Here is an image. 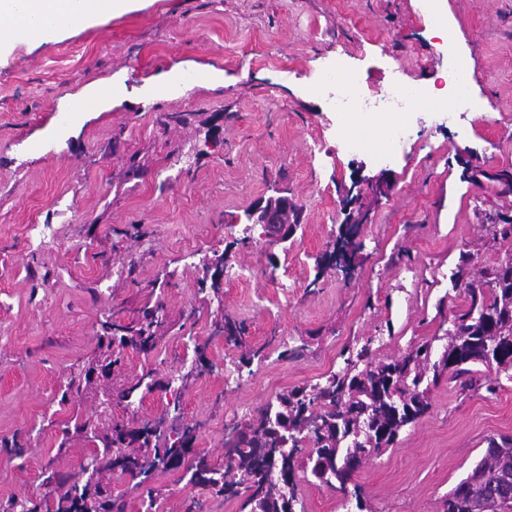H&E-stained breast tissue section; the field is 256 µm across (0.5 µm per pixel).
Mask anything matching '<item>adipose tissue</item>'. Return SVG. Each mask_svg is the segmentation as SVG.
<instances>
[{
	"mask_svg": "<svg viewBox=\"0 0 512 512\" xmlns=\"http://www.w3.org/2000/svg\"><path fill=\"white\" fill-rule=\"evenodd\" d=\"M13 16L0 20V44L61 33L72 25L70 0H16Z\"/></svg>",
	"mask_w": 512,
	"mask_h": 512,
	"instance_id": "obj_1",
	"label": "adipose tissue"
}]
</instances>
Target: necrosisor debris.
Listing matches in <instances>:
<instances>
[{
    "label": "necrosis or debris",
    "mask_w": 512,
    "mask_h": 512,
    "mask_svg": "<svg viewBox=\"0 0 512 512\" xmlns=\"http://www.w3.org/2000/svg\"><path fill=\"white\" fill-rule=\"evenodd\" d=\"M470 67L471 64L467 61L457 63L454 69L452 97L448 100L426 88L409 92L398 84L380 93L367 92L360 74L352 70L341 57L331 62L324 71L313 76L309 89L324 100L330 111L346 118L356 114L379 112L391 115L392 123L377 129L375 134L345 133L341 136L343 145L349 150L369 151L376 147L381 154L388 155L395 152L408 135L411 125L406 119V114L413 111L416 102H426L428 114L439 119L443 118L449 103L452 102L456 103L459 109H473L472 100L462 92Z\"/></svg>",
    "instance_id": "obj_1"
}]
</instances>
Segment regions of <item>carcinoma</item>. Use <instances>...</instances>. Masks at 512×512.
Wrapping results in <instances>:
<instances>
[{"label":"carcinoma","mask_w":512,"mask_h":512,"mask_svg":"<svg viewBox=\"0 0 512 512\" xmlns=\"http://www.w3.org/2000/svg\"><path fill=\"white\" fill-rule=\"evenodd\" d=\"M483 228L492 239H512V216L497 215ZM467 253L460 255L453 290L465 295L467 305L479 302L488 311L486 322L469 318L468 309L455 311L446 330L447 345L434 360L430 344L422 343L399 358L377 364L369 361L370 348L342 351L345 367L325 383L295 389L279 396V410L264 407L255 421L244 426L240 440L245 448L230 457L222 472L201 473L197 462L192 479L226 498L247 492L245 505L251 512H286V505L297 502L292 478L298 466V453L305 445L310 450L304 470L319 482L347 493L345 483L354 470L345 468L348 448L356 446L368 456L393 447L403 427L416 422L431 408V387L443 377L464 391L485 389L494 393L497 379L481 374L483 349L491 344L510 348L498 361L499 371L512 370V270L498 266L481 272L482 280L464 277L471 262ZM161 307H146L138 326H122L105 320L100 342L112 347L135 348L149 352L155 347L156 329L162 324ZM83 369L70 373L59 403L70 401V394L93 388ZM102 414L76 417L62 428L59 448L71 436L98 441L88 467L91 474L84 485L70 481L54 471L46 472L43 485L46 496L57 495L52 512H125L124 504L112 497L110 483L102 473L116 469L137 476L160 465L181 463L192 451L194 428L187 425L172 430L164 447L154 440L163 436L166 419L146 421L137 427L115 423L100 431ZM495 494L503 502L500 509L512 510V437L491 438L482 458L448 495L446 512H486L487 497ZM44 500L26 494L13 496L0 512H43Z\"/></svg>","instance_id":"cac0c4a2"}]
</instances>
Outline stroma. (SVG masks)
Returning a JSON list of instances; mask_svg holds the SVG:
<instances>
[{
	"label": "stroma",
	"instance_id": "35a3bbf8",
	"mask_svg": "<svg viewBox=\"0 0 512 512\" xmlns=\"http://www.w3.org/2000/svg\"><path fill=\"white\" fill-rule=\"evenodd\" d=\"M438 6L442 54L420 0H144L0 60V439L27 442L23 457L0 453V503L41 496L49 465L81 477L94 443L62 450L59 435L99 397L63 405L59 393L99 356L104 317L125 325L163 305L155 348L122 352L113 421L165 417L175 401L168 426L195 428L188 463L113 474L125 512H241L242 498L213 495L188 469H224L225 419L324 382L348 347L370 345L375 362L426 341L442 352L464 303L450 282L460 255L476 279L512 253L485 231L512 213V192L490 179L512 170V0ZM339 55L374 92L437 85L472 59L476 109L416 124L387 157L346 153L342 119L308 90ZM278 187L302 212L284 243L241 221ZM355 221L347 275L324 257ZM241 267L250 279L232 283ZM228 319L245 325L241 344L218 334ZM145 372L151 389L121 400ZM181 375V392L168 389ZM499 382L493 395L433 387L429 412L354 473L363 512H444L488 438L512 436V378ZM294 490L297 512H361L301 472Z\"/></svg>",
	"mask_w": 512,
	"mask_h": 512
}]
</instances>
